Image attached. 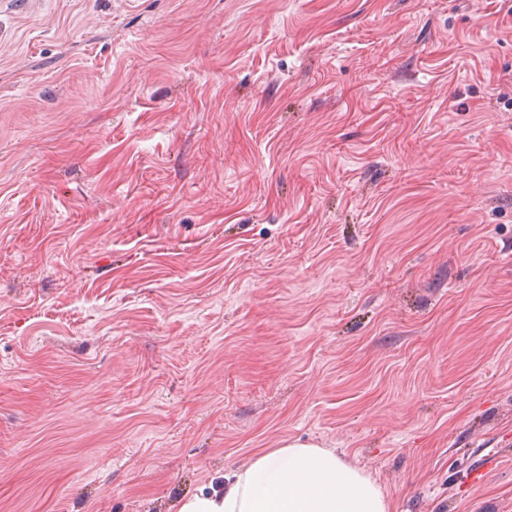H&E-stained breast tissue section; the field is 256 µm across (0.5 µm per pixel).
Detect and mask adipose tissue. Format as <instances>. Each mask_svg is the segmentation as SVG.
<instances>
[{
	"label": "adipose tissue",
	"mask_w": 512,
	"mask_h": 512,
	"mask_svg": "<svg viewBox=\"0 0 512 512\" xmlns=\"http://www.w3.org/2000/svg\"><path fill=\"white\" fill-rule=\"evenodd\" d=\"M223 493H200L178 512H391L364 470L333 450L292 441L259 453L227 475Z\"/></svg>",
	"instance_id": "adipose-tissue-1"
}]
</instances>
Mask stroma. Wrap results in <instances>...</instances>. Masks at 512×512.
Listing matches in <instances>:
<instances>
[{"label":"stroma","mask_w":512,"mask_h":512,"mask_svg":"<svg viewBox=\"0 0 512 512\" xmlns=\"http://www.w3.org/2000/svg\"><path fill=\"white\" fill-rule=\"evenodd\" d=\"M296 440L512 512V0H0V512Z\"/></svg>","instance_id":"stroma-1"}]
</instances>
